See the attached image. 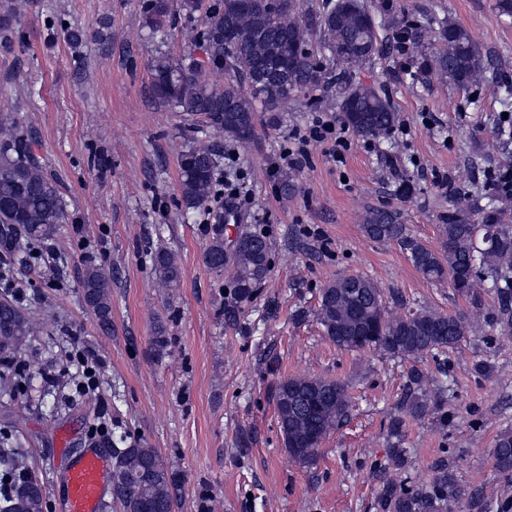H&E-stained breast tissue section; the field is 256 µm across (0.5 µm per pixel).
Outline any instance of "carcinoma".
Returning a JSON list of instances; mask_svg holds the SVG:
<instances>
[{
  "label": "carcinoma",
  "instance_id": "1",
  "mask_svg": "<svg viewBox=\"0 0 512 512\" xmlns=\"http://www.w3.org/2000/svg\"><path fill=\"white\" fill-rule=\"evenodd\" d=\"M203 0H181V12L188 18L202 10L200 40L204 54L180 57L159 55L151 62V92L154 99L175 112L202 115L224 136L244 142L254 132L256 103L275 112L293 97L320 84L325 73L307 48L316 30L324 49L350 69L367 63L382 46L380 26L362 0H323L319 13L300 17L295 0H256L250 11L237 8L238 0H213L202 9ZM13 17L0 15V46H13ZM170 0H150L144 25L153 37L167 38L170 29ZM234 30L232 44L224 46V28ZM403 34L419 52L420 67L433 71L457 88L478 87L496 78L478 45L463 28L446 24L441 31L443 47L427 54L428 30L409 25ZM228 77L222 84L209 80L216 72ZM340 117L364 138L376 139L388 133L397 121L386 97L374 88L346 82L337 103ZM214 150L189 149L181 157V205L184 210L207 209L215 193ZM495 195L483 207H454L446 223L439 226L443 247L432 250L415 238L400 221L397 211L374 208L367 211L363 230L375 241L395 242L413 265L429 280L450 278L456 292L475 297L485 286L499 300L497 323L512 329V218L500 207L512 201V170L501 176ZM66 203L57 176L48 172L41 157L29 143L28 134L18 130L17 121H0V264L11 261L26 265L34 258L32 247L55 236L58 225L66 223ZM202 261L216 273L231 265L234 276L230 305L224 310L229 321L236 320V307L252 299L256 286L270 271V244L261 235L237 236L228 249L224 230L219 229L204 248ZM154 271L167 288L180 282V267L174 254L159 250L153 255ZM83 301L99 329L112 332V280L98 266L88 264L81 277ZM317 320L325 335L341 349H379L404 359H418L457 346L467 335L464 313L439 314L409 311L391 316L381 290L370 279L344 274L320 292ZM30 324L16 305L0 300V354L17 350ZM410 380L415 389L403 412L419 418L438 404L442 395L428 401L429 380L414 370ZM274 401L284 446L301 465L316 459L314 441L327 436L346 416L349 395L344 383L321 377L294 376L279 380ZM0 512H43V488L24 474L25 456L19 442L0 435ZM493 464L502 472L512 471V430L501 432L494 443ZM175 476L158 450L133 440L112 449V493L120 512H144L147 502L158 512H174ZM464 491L448 467L437 468L431 478L419 484L406 479H386L380 506L383 512H442L448 502Z\"/></svg>",
  "mask_w": 512,
  "mask_h": 512
}]
</instances>
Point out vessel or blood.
<instances>
[{
    "label": "vessel or blood",
    "instance_id": "1",
    "mask_svg": "<svg viewBox=\"0 0 512 512\" xmlns=\"http://www.w3.org/2000/svg\"><path fill=\"white\" fill-rule=\"evenodd\" d=\"M110 474L101 450L70 459L64 472V512H103Z\"/></svg>",
    "mask_w": 512,
    "mask_h": 512
}]
</instances>
